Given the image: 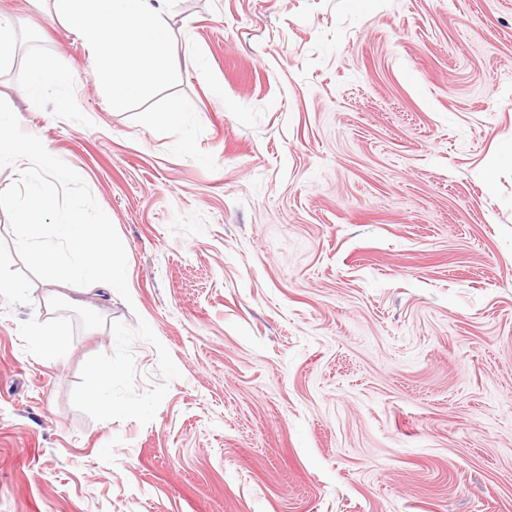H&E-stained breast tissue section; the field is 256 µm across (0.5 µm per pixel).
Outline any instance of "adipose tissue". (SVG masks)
<instances>
[{
	"instance_id": "1",
	"label": "adipose tissue",
	"mask_w": 512,
	"mask_h": 512,
	"mask_svg": "<svg viewBox=\"0 0 512 512\" xmlns=\"http://www.w3.org/2000/svg\"><path fill=\"white\" fill-rule=\"evenodd\" d=\"M168 0H50L52 15L83 34L97 51L106 89L119 103L164 78L172 62L166 23ZM72 73L51 69L41 58L28 62L23 87L37 100L49 88L64 89Z\"/></svg>"
}]
</instances>
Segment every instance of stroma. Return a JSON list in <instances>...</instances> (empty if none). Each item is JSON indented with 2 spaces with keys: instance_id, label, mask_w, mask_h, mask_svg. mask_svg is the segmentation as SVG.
Returning <instances> with one entry per match:
<instances>
[{
  "instance_id": "1",
  "label": "stroma",
  "mask_w": 512,
  "mask_h": 512,
  "mask_svg": "<svg viewBox=\"0 0 512 512\" xmlns=\"http://www.w3.org/2000/svg\"><path fill=\"white\" fill-rule=\"evenodd\" d=\"M170 11L198 66L115 106L46 0H0V99L131 295L67 304L0 211V512H512V0ZM32 55L67 108L23 96ZM114 367L105 366L92 371L87 379L85 393L89 399L104 406L101 395L106 389Z\"/></svg>"
}]
</instances>
